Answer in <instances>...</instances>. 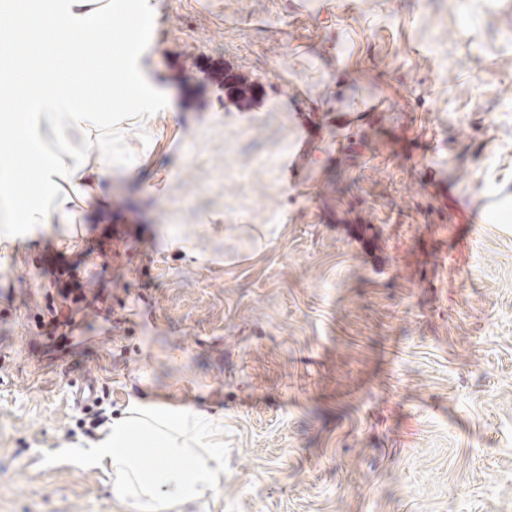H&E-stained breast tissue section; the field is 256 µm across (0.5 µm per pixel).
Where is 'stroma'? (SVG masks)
I'll use <instances>...</instances> for the list:
<instances>
[{
	"label": "stroma",
	"mask_w": 512,
	"mask_h": 512,
	"mask_svg": "<svg viewBox=\"0 0 512 512\" xmlns=\"http://www.w3.org/2000/svg\"><path fill=\"white\" fill-rule=\"evenodd\" d=\"M152 6L133 173L76 244L0 245V512H140L83 453L140 402L224 422L177 512H512V201L468 221L512 184V0ZM81 283L103 301L46 338ZM512 197V188L499 186L493 193L487 195L483 202L470 211L469 223L488 224L491 222V215L497 209L499 203Z\"/></svg>",
	"instance_id": "35a3bbf8"
}]
</instances>
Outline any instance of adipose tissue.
Returning <instances> with one entry per match:
<instances>
[{"label":"adipose tissue","instance_id":"adipose-tissue-1","mask_svg":"<svg viewBox=\"0 0 512 512\" xmlns=\"http://www.w3.org/2000/svg\"><path fill=\"white\" fill-rule=\"evenodd\" d=\"M151 0H127L115 12L112 0H0V140L21 143L37 172L34 190L17 194L13 160L0 155V244L48 224L79 223L83 209L102 194L101 178L117 163L112 124L127 104L142 107V121L159 101L157 89L143 76L137 47L138 24L151 18ZM46 32L47 48H30L17 35L21 26ZM121 28L120 45L103 35ZM85 52L64 74L56 65L71 56L75 39ZM28 89L14 105L16 86ZM93 88L94 102L83 93ZM94 462L110 470L117 492L152 512L208 501L224 479V450L213 421L189 410L167 411L154 404L134 407L87 449Z\"/></svg>","mask_w":512,"mask_h":512}]
</instances>
